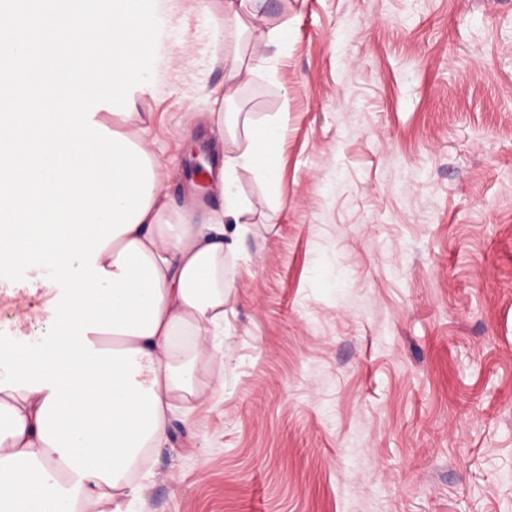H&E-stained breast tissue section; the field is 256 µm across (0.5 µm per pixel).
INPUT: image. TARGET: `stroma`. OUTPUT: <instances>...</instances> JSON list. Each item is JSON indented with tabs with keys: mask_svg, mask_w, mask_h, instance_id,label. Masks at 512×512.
I'll list each match as a JSON object with an SVG mask.
<instances>
[{
	"mask_svg": "<svg viewBox=\"0 0 512 512\" xmlns=\"http://www.w3.org/2000/svg\"><path fill=\"white\" fill-rule=\"evenodd\" d=\"M210 11L177 0L144 122L169 204L220 140ZM287 23L233 112L282 118L277 197L252 175L228 256L223 385L149 457L132 512H512V0H260ZM0 268V340L45 329Z\"/></svg>",
	"mask_w": 512,
	"mask_h": 512,
	"instance_id": "1",
	"label": "stroma"
}]
</instances>
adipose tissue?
I'll return each instance as SVG.
<instances>
[{"label":"adipose tissue","instance_id":"obj_1","mask_svg":"<svg viewBox=\"0 0 512 512\" xmlns=\"http://www.w3.org/2000/svg\"><path fill=\"white\" fill-rule=\"evenodd\" d=\"M258 2L224 0L212 26L230 39L210 93L224 209L196 224L166 203L147 127L100 118L152 89L172 0H0V263L66 283L47 332L0 346V512H122L176 403L222 386L224 259L249 210L238 173L280 183L282 122L224 110L288 39L282 23L241 47Z\"/></svg>","mask_w":512,"mask_h":512}]
</instances>
